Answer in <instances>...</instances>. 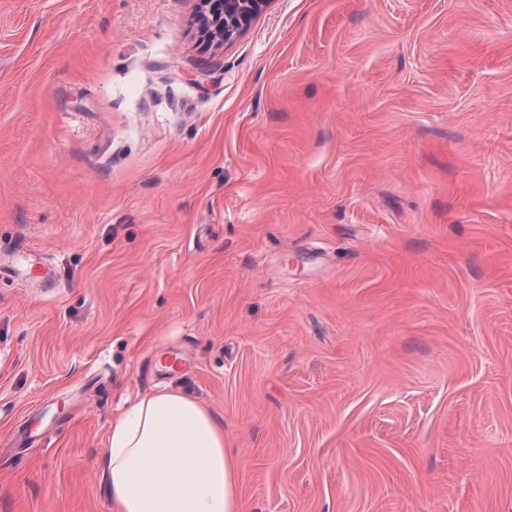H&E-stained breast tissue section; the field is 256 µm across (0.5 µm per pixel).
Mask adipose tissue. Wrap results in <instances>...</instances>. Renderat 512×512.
<instances>
[{
  "instance_id": "1",
  "label": "adipose tissue",
  "mask_w": 512,
  "mask_h": 512,
  "mask_svg": "<svg viewBox=\"0 0 512 512\" xmlns=\"http://www.w3.org/2000/svg\"><path fill=\"white\" fill-rule=\"evenodd\" d=\"M97 468L115 512H241L223 422L178 391L145 395L118 416Z\"/></svg>"
}]
</instances>
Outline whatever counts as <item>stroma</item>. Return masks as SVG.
Masks as SVG:
<instances>
[{
	"mask_svg": "<svg viewBox=\"0 0 512 512\" xmlns=\"http://www.w3.org/2000/svg\"><path fill=\"white\" fill-rule=\"evenodd\" d=\"M203 10L0 0V512L170 388L243 512H512V0ZM208 2L207 25L224 40L231 39L261 12L269 0H204Z\"/></svg>",
	"mask_w": 512,
	"mask_h": 512,
	"instance_id": "35a3bbf8",
	"label": "stroma"
}]
</instances>
